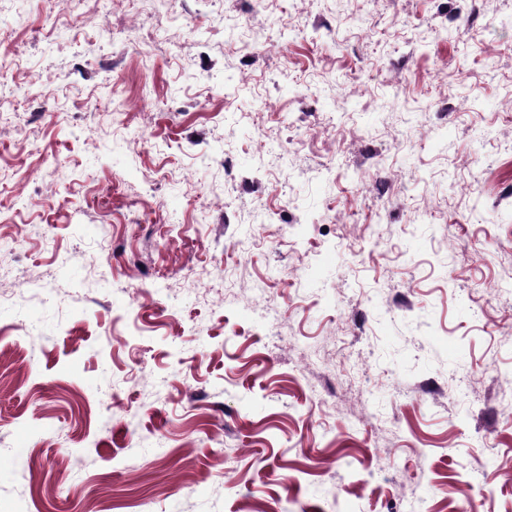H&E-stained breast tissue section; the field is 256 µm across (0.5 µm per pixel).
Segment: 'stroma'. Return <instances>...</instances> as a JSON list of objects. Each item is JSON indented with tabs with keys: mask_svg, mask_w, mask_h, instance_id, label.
I'll return each mask as SVG.
<instances>
[{
	"mask_svg": "<svg viewBox=\"0 0 512 512\" xmlns=\"http://www.w3.org/2000/svg\"><path fill=\"white\" fill-rule=\"evenodd\" d=\"M0 0V512H512V0Z\"/></svg>",
	"mask_w": 512,
	"mask_h": 512,
	"instance_id": "stroma-1",
	"label": "stroma"
}]
</instances>
